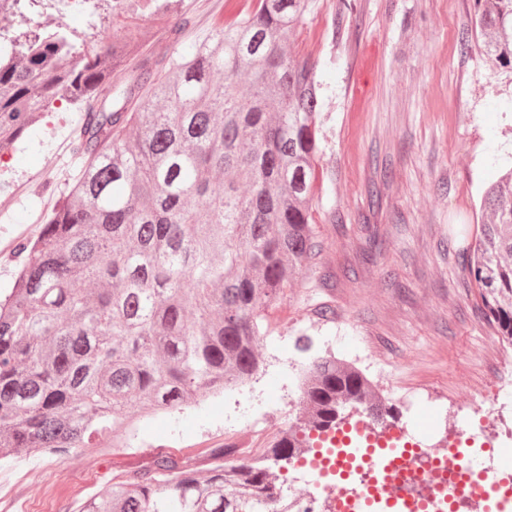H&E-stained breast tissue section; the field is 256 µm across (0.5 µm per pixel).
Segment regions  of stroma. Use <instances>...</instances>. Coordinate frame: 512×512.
Instances as JSON below:
<instances>
[{
  "instance_id": "35a3bbf8",
  "label": "stroma",
  "mask_w": 512,
  "mask_h": 512,
  "mask_svg": "<svg viewBox=\"0 0 512 512\" xmlns=\"http://www.w3.org/2000/svg\"><path fill=\"white\" fill-rule=\"evenodd\" d=\"M245 0H181L177 9L113 14L92 29L79 8L41 13L65 24L81 50L139 29L144 51L170 56L167 31L190 20L204 41ZM473 0H312L294 39L317 63L322 95L321 198L314 211L322 245L310 271L265 310L266 363L255 391L224 429V398H204L142 420L127 447L103 454L37 453L0 460V512H77L114 478L163 454L197 455L232 439L237 448L297 427L308 413L291 403L292 365L334 352L358 360L377 381L395 423H426L437 441L435 405L474 423L482 407L512 425V348L503 346L474 298L457 230L480 223L484 187L512 164V70L480 49L461 52ZM360 111H352L356 90ZM80 113L54 104L33 139L0 154V290L19 263L15 243L39 234L56 195L79 172L73 154ZM307 337L309 351L297 349Z\"/></svg>"
}]
</instances>
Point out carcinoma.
<instances>
[{
    "label": "carcinoma",
    "instance_id": "1",
    "mask_svg": "<svg viewBox=\"0 0 512 512\" xmlns=\"http://www.w3.org/2000/svg\"><path fill=\"white\" fill-rule=\"evenodd\" d=\"M310 2L251 0L201 42L183 40L179 20V49L157 60L135 30L83 53L63 25H28L43 0H0L19 18L0 31V152L34 137L55 102L85 105L79 175L39 235L16 243L22 261L0 298V458L118 448L138 428L130 409L180 410L258 370L263 307L319 254V84L315 61L289 46ZM473 12L461 50L479 41L512 69V0H473ZM484 212L466 272L512 340V167L488 186ZM349 400L379 412L359 371L311 361L310 424H336ZM292 447L285 431L264 458ZM235 455L230 444L160 455L81 512H254L276 499L251 458L228 475L222 459Z\"/></svg>",
    "mask_w": 512,
    "mask_h": 512
}]
</instances>
